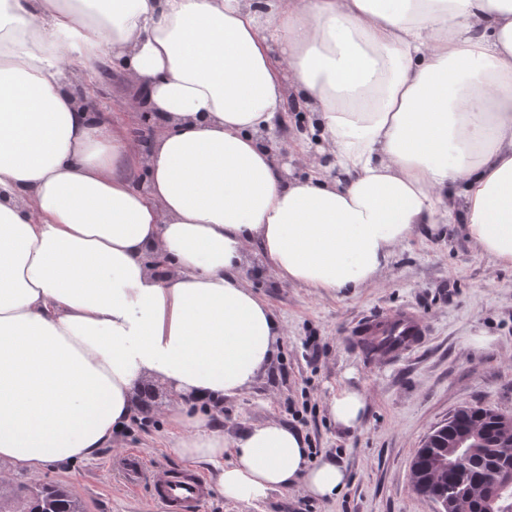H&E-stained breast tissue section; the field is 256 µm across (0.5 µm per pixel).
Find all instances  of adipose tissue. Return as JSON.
<instances>
[{
	"label": "adipose tissue",
	"instance_id": "obj_1",
	"mask_svg": "<svg viewBox=\"0 0 512 512\" xmlns=\"http://www.w3.org/2000/svg\"><path fill=\"white\" fill-rule=\"evenodd\" d=\"M108 56L161 118L149 145L80 103ZM290 94L335 174L287 178L263 141ZM456 219L512 268V0H0V478L111 447L153 380L219 496L336 497L300 431L211 420L282 334L248 253L348 296ZM366 406L346 386L329 413Z\"/></svg>",
	"mask_w": 512,
	"mask_h": 512
}]
</instances>
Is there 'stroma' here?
Instances as JSON below:
<instances>
[{
    "mask_svg": "<svg viewBox=\"0 0 512 512\" xmlns=\"http://www.w3.org/2000/svg\"><path fill=\"white\" fill-rule=\"evenodd\" d=\"M95 98L100 113L127 117L136 87L104 62ZM247 284L282 325L268 367L239 395L225 399L217 422L226 440L276 420L301 431L310 448L336 458L349 484L336 499L301 490L274 492L247 504L208 494L199 512H436L411 483L413 456L426 436L463 405L512 413V269L496 267L475 249L464 224L422 227L401 244L380 281L353 296H329L282 282L258 255L245 269ZM407 307L426 335L396 358L370 356L354 339L356 322ZM363 392L368 408L351 431L336 427L327 403L342 387ZM169 394L155 385L147 418H134L115 445L94 458L47 466L38 475L17 470L0 481L10 512H29L37 489L58 485L85 512H161L146 486L130 487L113 470L122 454L150 466L188 473L166 448Z\"/></svg>",
    "mask_w": 512,
    "mask_h": 512,
    "instance_id": "1",
    "label": "stroma"
}]
</instances>
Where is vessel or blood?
I'll return each instance as SVG.
<instances>
[{
  "label": "vessel or blood",
  "mask_w": 512,
  "mask_h": 512,
  "mask_svg": "<svg viewBox=\"0 0 512 512\" xmlns=\"http://www.w3.org/2000/svg\"><path fill=\"white\" fill-rule=\"evenodd\" d=\"M359 339L382 341V353H406L416 348L425 334L423 321L413 310L403 308L384 316H367L354 327ZM126 483L149 485L162 512H196L204 495L201 481L190 475H173L147 466L136 455L119 462Z\"/></svg>",
  "instance_id": "vessel-or-blood-1"
}]
</instances>
